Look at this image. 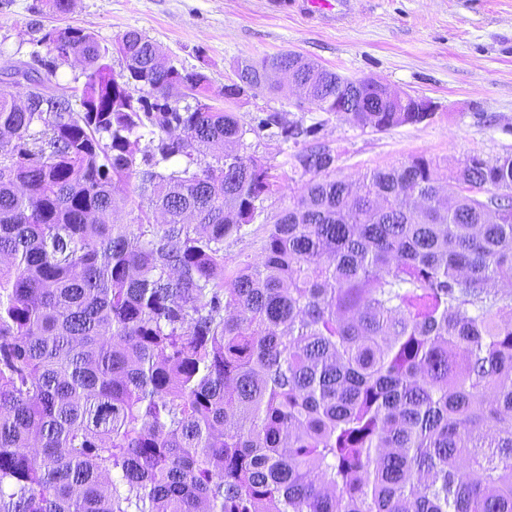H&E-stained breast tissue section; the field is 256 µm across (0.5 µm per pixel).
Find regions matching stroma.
Segmentation results:
<instances>
[{"instance_id":"1","label":"stroma","mask_w":512,"mask_h":512,"mask_svg":"<svg viewBox=\"0 0 512 512\" xmlns=\"http://www.w3.org/2000/svg\"><path fill=\"white\" fill-rule=\"evenodd\" d=\"M350 2L334 23L296 0L281 7L268 0H74L60 17L44 0H0V50L29 61L32 40L53 26L89 29L106 47L136 30L177 67L204 72L216 96L236 82L242 59L292 50L342 76L435 103L431 120L373 131L300 102L280 75L271 78L274 91L236 100L232 110L247 129L243 154L260 158L280 187L245 236L224 244L227 262H254L258 236L306 183L298 157L311 148L330 151L331 175L353 180L415 157L431 160L444 177L469 156L512 154V0ZM270 112L317 134L286 139L273 129L255 131L257 118Z\"/></svg>"}]
</instances>
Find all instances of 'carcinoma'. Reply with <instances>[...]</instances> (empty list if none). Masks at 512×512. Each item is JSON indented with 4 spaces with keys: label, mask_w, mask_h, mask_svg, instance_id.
<instances>
[{
    "label": "carcinoma",
    "mask_w": 512,
    "mask_h": 512,
    "mask_svg": "<svg viewBox=\"0 0 512 512\" xmlns=\"http://www.w3.org/2000/svg\"><path fill=\"white\" fill-rule=\"evenodd\" d=\"M46 36L57 66L0 92V512H512V155L349 180L312 148L230 266L275 192L238 83L136 30L117 73L87 29ZM285 62L363 129L434 116L291 51L239 83ZM75 63L78 95L52 82Z\"/></svg>",
    "instance_id": "obj_1"
}]
</instances>
